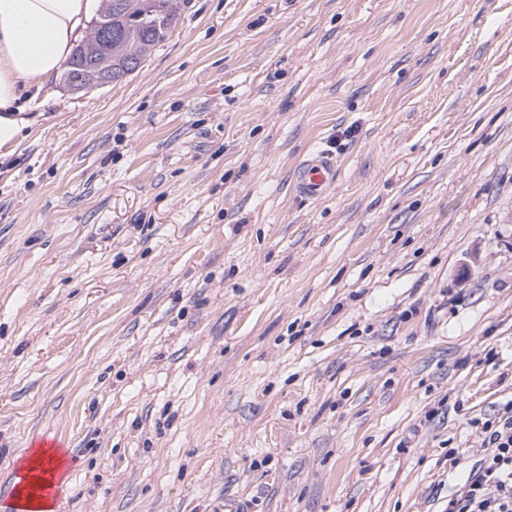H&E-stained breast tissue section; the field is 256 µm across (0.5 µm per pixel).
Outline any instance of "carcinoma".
Here are the masks:
<instances>
[{
    "label": "carcinoma",
    "mask_w": 512,
    "mask_h": 512,
    "mask_svg": "<svg viewBox=\"0 0 512 512\" xmlns=\"http://www.w3.org/2000/svg\"><path fill=\"white\" fill-rule=\"evenodd\" d=\"M121 9L112 13V29L119 38L112 40V66L131 60L147 59L163 42L181 16L184 0H121ZM98 12L91 20L89 34L74 50L66 64L70 70L86 57L85 49L94 46L96 27L102 20Z\"/></svg>",
    "instance_id": "carcinoma-1"
}]
</instances>
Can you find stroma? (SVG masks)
Returning <instances> with one entry per match:
<instances>
[{
    "instance_id": "35a3bbf8",
    "label": "stroma",
    "mask_w": 512,
    "mask_h": 512,
    "mask_svg": "<svg viewBox=\"0 0 512 512\" xmlns=\"http://www.w3.org/2000/svg\"><path fill=\"white\" fill-rule=\"evenodd\" d=\"M29 115L0 471L64 445L56 512H445L512 400V0H186ZM336 156L327 150L309 152L299 163L295 190L307 199L322 198L336 182Z\"/></svg>"
}]
</instances>
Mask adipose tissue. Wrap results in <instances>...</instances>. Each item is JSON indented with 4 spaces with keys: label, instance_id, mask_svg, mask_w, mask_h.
<instances>
[{
    "label": "adipose tissue",
    "instance_id": "1",
    "mask_svg": "<svg viewBox=\"0 0 512 512\" xmlns=\"http://www.w3.org/2000/svg\"><path fill=\"white\" fill-rule=\"evenodd\" d=\"M91 0H0V148L30 123L25 99L71 54Z\"/></svg>",
    "mask_w": 512,
    "mask_h": 512
}]
</instances>
